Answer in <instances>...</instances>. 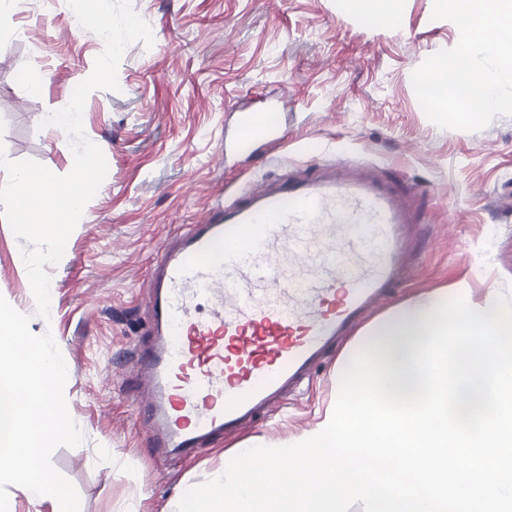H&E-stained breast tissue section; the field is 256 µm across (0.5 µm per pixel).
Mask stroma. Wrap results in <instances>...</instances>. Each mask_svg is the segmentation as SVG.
<instances>
[{"label":"stroma","mask_w":512,"mask_h":512,"mask_svg":"<svg viewBox=\"0 0 512 512\" xmlns=\"http://www.w3.org/2000/svg\"><path fill=\"white\" fill-rule=\"evenodd\" d=\"M153 46L130 44L119 91L90 93L83 124L108 171L60 262L49 267L50 316L36 304L19 242L0 219V295L52 332L68 370V411L84 434L56 447L55 469L81 512H177L191 485L219 476L253 439H302L336 397L340 358L397 308L466 284L471 302L512 287V117L477 131L442 128L423 112L413 71L459 41L432 20L433 0L391 14L353 0H131ZM104 47L66 0H0V144L58 175L73 157L64 131L41 127L92 73ZM45 82L32 89L29 77ZM269 137L254 155H225L244 116ZM342 165L412 190L413 270L379 309L337 342L309 384L196 458H156L140 416L136 354L145 347L149 274L157 253L219 203L306 171Z\"/></svg>","instance_id":"obj_1"}]
</instances>
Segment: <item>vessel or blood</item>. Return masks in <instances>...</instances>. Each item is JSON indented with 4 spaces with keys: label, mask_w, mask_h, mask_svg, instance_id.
Masks as SVG:
<instances>
[{
    "label": "vessel or blood",
    "mask_w": 512,
    "mask_h": 512,
    "mask_svg": "<svg viewBox=\"0 0 512 512\" xmlns=\"http://www.w3.org/2000/svg\"><path fill=\"white\" fill-rule=\"evenodd\" d=\"M265 130L249 115L235 142ZM408 194L367 175L311 173L211 208L155 262V340L140 357V413L158 453L198 454L311 374L336 338L403 277Z\"/></svg>",
    "instance_id": "vessel-or-blood-1"
}]
</instances>
